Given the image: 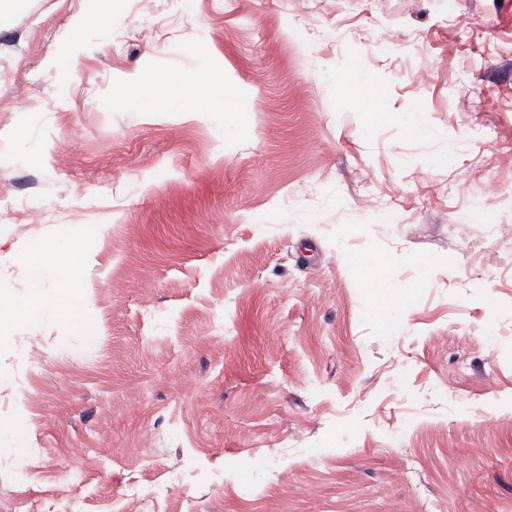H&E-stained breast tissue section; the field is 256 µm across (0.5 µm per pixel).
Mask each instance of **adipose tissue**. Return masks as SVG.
<instances>
[{
	"instance_id": "ef3b65f1",
	"label": "adipose tissue",
	"mask_w": 512,
	"mask_h": 512,
	"mask_svg": "<svg viewBox=\"0 0 512 512\" xmlns=\"http://www.w3.org/2000/svg\"><path fill=\"white\" fill-rule=\"evenodd\" d=\"M166 101L174 112H211L219 110L230 115L244 114L245 108L223 82L212 80L200 86L193 96H185L182 88L168 87L157 91L151 87L137 89L132 106L141 112L154 111L159 101ZM62 243L71 244L70 257L62 263H51L45 258L47 248L37 245L30 249L23 261L32 273L30 287L24 299L16 300L0 294V334L13 331L21 322L74 320L78 317L73 282L79 268L91 249L79 231L63 230Z\"/></svg>"
}]
</instances>
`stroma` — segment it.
I'll return each mask as SVG.
<instances>
[{"instance_id":"1","label":"stroma","mask_w":512,"mask_h":512,"mask_svg":"<svg viewBox=\"0 0 512 512\" xmlns=\"http://www.w3.org/2000/svg\"><path fill=\"white\" fill-rule=\"evenodd\" d=\"M100 12L16 0L0 27V293L33 242L94 240L81 322L0 341V512H512V208L455 192L512 195V0ZM365 28L391 49L331 37ZM205 75L247 119L128 102ZM365 255L415 286L394 333ZM473 201L479 206H483L486 203L500 207L512 206L511 195L506 196L501 183L497 179L487 180L482 186L481 198L474 199Z\"/></svg>"}]
</instances>
